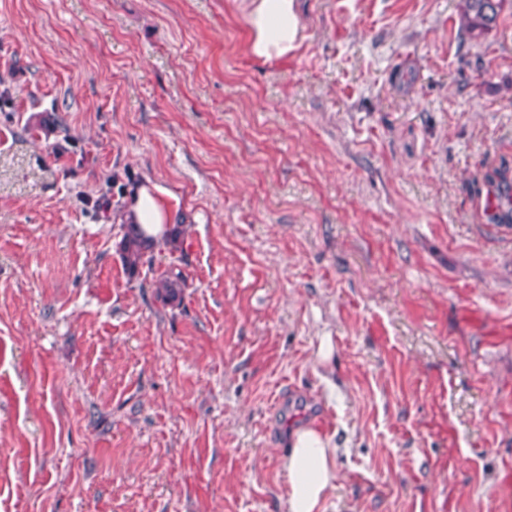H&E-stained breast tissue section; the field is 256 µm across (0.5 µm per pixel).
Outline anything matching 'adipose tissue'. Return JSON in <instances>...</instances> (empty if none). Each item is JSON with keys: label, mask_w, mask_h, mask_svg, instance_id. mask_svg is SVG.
I'll return each mask as SVG.
<instances>
[{"label": "adipose tissue", "mask_w": 512, "mask_h": 512, "mask_svg": "<svg viewBox=\"0 0 512 512\" xmlns=\"http://www.w3.org/2000/svg\"><path fill=\"white\" fill-rule=\"evenodd\" d=\"M248 28L246 51L264 61L278 60L295 51L303 26L296 0H239ZM120 221L141 225L146 236L160 239L170 225L182 219L176 197L164 186H136L125 197ZM285 459L287 512H322L336 487V448L331 437L304 425L291 430Z\"/></svg>", "instance_id": "ef3b65f1"}]
</instances>
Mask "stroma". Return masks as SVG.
<instances>
[{
  "label": "stroma",
  "instance_id": "35a3bbf8",
  "mask_svg": "<svg viewBox=\"0 0 512 512\" xmlns=\"http://www.w3.org/2000/svg\"><path fill=\"white\" fill-rule=\"evenodd\" d=\"M300 10L263 62L237 0H0V512H286L301 423L323 512H512V10ZM112 179L185 215L133 277ZM467 29L473 33L488 31L497 25L498 18L506 6L512 8L511 0H462ZM510 170L508 161L503 160L485 178L489 187L488 193H493L498 201L497 212L489 215V221L494 224H512V182L508 176ZM153 285L156 288L157 295L166 303L175 302L180 298L181 288L184 287V278L180 272L173 270H164L154 272ZM285 459L287 512H323L336 487V445L319 429L304 425L290 431Z\"/></svg>",
  "mask_w": 512,
  "mask_h": 512
}]
</instances>
